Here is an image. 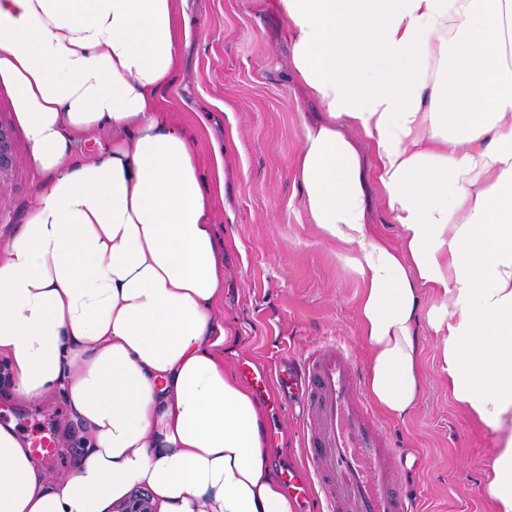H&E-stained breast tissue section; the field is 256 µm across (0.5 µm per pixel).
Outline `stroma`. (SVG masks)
<instances>
[{
	"label": "stroma",
	"mask_w": 512,
	"mask_h": 512,
	"mask_svg": "<svg viewBox=\"0 0 512 512\" xmlns=\"http://www.w3.org/2000/svg\"><path fill=\"white\" fill-rule=\"evenodd\" d=\"M191 36L164 97L171 126L191 133L206 178L224 176L213 222L224 266L216 309L230 328L225 365L275 368L321 346L338 345L360 369L369 355L359 336L363 288L352 247L328 240L302 202L295 161L302 126L321 105L294 78L286 21L274 0H179ZM0 121L13 127L12 168L0 179V240L24 223L42 176L30 164L25 135L0 85ZM223 147L215 159V147ZM424 394L405 420L378 419L405 461L396 478L419 512H493L483 493L492 433L448 392L438 370L436 336L420 338ZM274 473L301 464L305 436L300 398H258ZM0 423L33 443L53 435V455L40 456L52 477L70 473L83 453L82 428L66 402L0 400Z\"/></svg>",
	"instance_id": "stroma-1"
}]
</instances>
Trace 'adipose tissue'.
Segmentation results:
<instances>
[{
  "label": "adipose tissue",
  "instance_id": "adipose-tissue-1",
  "mask_svg": "<svg viewBox=\"0 0 512 512\" xmlns=\"http://www.w3.org/2000/svg\"><path fill=\"white\" fill-rule=\"evenodd\" d=\"M275 7L326 111L297 177L314 224L358 253L367 389L391 417L414 410L427 325L449 392L495 436L486 493L512 512V0ZM186 36L175 0H0V83L43 177L0 243V395L63 396L86 445L52 480L0 424V512H109L137 486L157 512H294L262 412L217 357L214 189L162 108ZM104 123L132 142L72 161L73 132ZM370 176L401 248L371 230Z\"/></svg>",
  "mask_w": 512,
  "mask_h": 512
}]
</instances>
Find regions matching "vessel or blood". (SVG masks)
<instances>
[{
  "instance_id": "obj_1",
  "label": "vessel or blood",
  "mask_w": 512,
  "mask_h": 512,
  "mask_svg": "<svg viewBox=\"0 0 512 512\" xmlns=\"http://www.w3.org/2000/svg\"><path fill=\"white\" fill-rule=\"evenodd\" d=\"M288 384L301 387L308 430L305 481L287 468L283 480L299 501L318 490L327 512H415L395 480L402 461L371 406L349 354L326 347L289 369Z\"/></svg>"
}]
</instances>
